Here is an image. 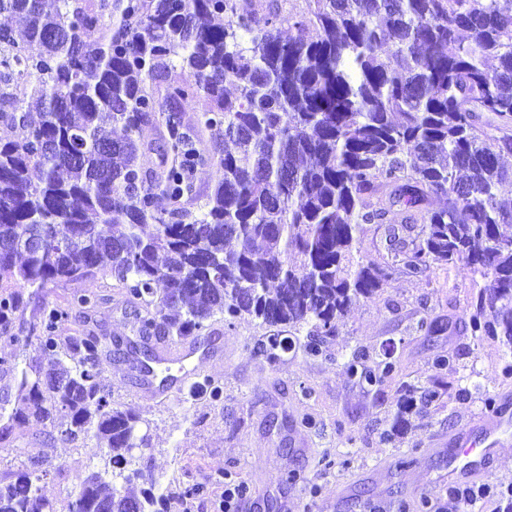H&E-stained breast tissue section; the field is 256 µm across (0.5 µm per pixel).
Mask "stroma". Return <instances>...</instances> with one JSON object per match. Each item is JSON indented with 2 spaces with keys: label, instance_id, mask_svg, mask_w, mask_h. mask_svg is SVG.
<instances>
[{
  "label": "stroma",
  "instance_id": "35a3bbf8",
  "mask_svg": "<svg viewBox=\"0 0 512 512\" xmlns=\"http://www.w3.org/2000/svg\"><path fill=\"white\" fill-rule=\"evenodd\" d=\"M483 281L465 266L438 269L425 277L393 272L383 290L350 306L339 331L319 354L306 353L303 342L269 361L258 351L271 327L249 316L225 323L223 315L209 322L219 357L183 358L178 344L158 343L154 350L165 362L159 376L169 377L172 390L164 397L142 388L138 373L116 360L104 365V383L113 406L139 415L146 447L133 450L130 468L149 465L156 493L164 494L169 512L188 500L192 512H220L224 488H275L273 501L255 500L251 512H284L304 498L324 512H369L383 503L391 512H440L448 499V460L427 455L431 438L462 428L484 407L487 395L512 391V364L497 339L472 335L467 325ZM101 302L94 312L71 309L64 324L67 336L104 334L123 344L137 336L138 320L121 289L106 271L84 284ZM83 284L60 282L27 289L25 305L10 327L0 328V402L15 397L9 362L25 365L37 359L33 347L14 339L30 335L41 307H68ZM435 320L433 333L419 331L421 318ZM392 345L398 362L395 381L378 391L360 387L344 372L353 353L372 366L382 358L383 345ZM450 354L454 362L443 377L449 388L441 404L413 417L408 431L392 443L381 441L400 397V382L419 384L434 374L435 357ZM196 370L198 382L221 390L220 398L192 390L183 370ZM311 428L298 429L301 418ZM411 455L421 460L422 479L438 482L435 494L409 493L412 469H395V461ZM31 457L42 458L47 474L41 495L67 512L77 498L78 479L108 466V449L94 439L48 442L46 429L36 422L16 429L12 442L0 444V478L20 469ZM305 479L292 481V471Z\"/></svg>",
  "mask_w": 512,
  "mask_h": 512
}]
</instances>
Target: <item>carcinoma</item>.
I'll return each mask as SVG.
<instances>
[{
    "instance_id": "obj_1",
    "label": "carcinoma",
    "mask_w": 512,
    "mask_h": 512,
    "mask_svg": "<svg viewBox=\"0 0 512 512\" xmlns=\"http://www.w3.org/2000/svg\"><path fill=\"white\" fill-rule=\"evenodd\" d=\"M308 2L285 33L239 0H0V15L25 22L19 35L0 26V123L12 132L0 138L1 327L24 289L106 270L144 311L146 344L197 339L221 313L304 330L316 354L390 268L463 264L484 281L471 334L512 353V209L500 200L512 182V0ZM158 115L150 164L139 136ZM433 196L444 205L429 208ZM370 226L385 227L392 261L362 252ZM68 317L38 312L24 346L51 360L13 364L0 442L31 419L53 441L94 438L112 474L83 478L92 489L69 512H167L164 497L133 494L143 470L125 472L146 437L103 383L111 344L60 335ZM291 348L275 335L261 344L270 361ZM383 355L373 367L356 355L346 372L378 390L396 372ZM452 361L402 383L382 441L443 398ZM44 475L30 458L1 478L0 512H56L38 494Z\"/></svg>"
}]
</instances>
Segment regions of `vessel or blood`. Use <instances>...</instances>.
I'll return each instance as SVG.
<instances>
[{
  "mask_svg": "<svg viewBox=\"0 0 512 512\" xmlns=\"http://www.w3.org/2000/svg\"><path fill=\"white\" fill-rule=\"evenodd\" d=\"M512 439V394L497 395L467 425L449 437L436 438L448 457V479L469 484L487 479L496 451Z\"/></svg>",
  "mask_w": 512,
  "mask_h": 512,
  "instance_id": "obj_1",
  "label": "vessel or blood"
}]
</instances>
